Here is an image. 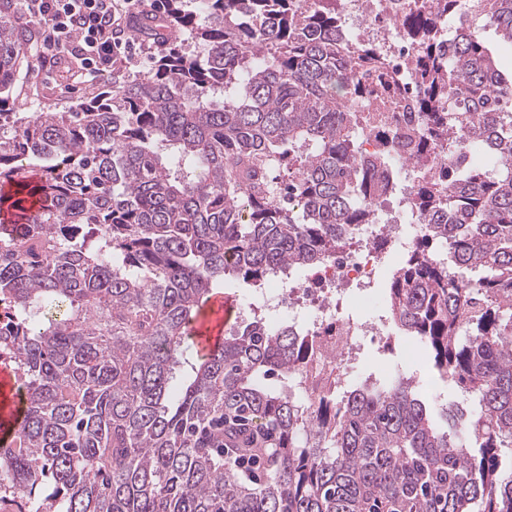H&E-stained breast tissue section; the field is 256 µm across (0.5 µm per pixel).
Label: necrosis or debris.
Returning a JSON list of instances; mask_svg holds the SVG:
<instances>
[{
  "instance_id": "necrosis-or-debris-1",
  "label": "necrosis or debris",
  "mask_w": 512,
  "mask_h": 512,
  "mask_svg": "<svg viewBox=\"0 0 512 512\" xmlns=\"http://www.w3.org/2000/svg\"><path fill=\"white\" fill-rule=\"evenodd\" d=\"M406 0H350L345 10L348 28L368 43L376 44L391 60L384 74L364 76L371 93L357 102L360 124L365 130L363 147L373 150L371 129L388 128L395 123H417L410 101L385 93V86L404 87L409 83L410 60L416 48L407 46L400 34L380 29L375 19L393 13L395 6ZM415 221L407 201L398 208L374 205L371 223L363 225L353 243L344 252L332 256L313 276L299 273L272 274L264 287L256 289L253 308L262 314L269 328L282 322L299 328L302 333L317 337L321 348L310 376H297L300 399H308L313 390L338 379L347 387L349 374L364 337L382 335L383 327L376 319L354 318L343 312L341 301L351 287H371L387 254L406 255L414 246L415 236L409 226Z\"/></svg>"
}]
</instances>
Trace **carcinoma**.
I'll return each instance as SVG.
<instances>
[{
	"mask_svg": "<svg viewBox=\"0 0 512 512\" xmlns=\"http://www.w3.org/2000/svg\"><path fill=\"white\" fill-rule=\"evenodd\" d=\"M161 2L126 35L171 28L203 54L173 44L139 77L114 67L110 91L66 112H0V337H21L10 364L27 399L0 490L34 512H512V72L482 44L493 26L512 46V0L389 18L418 49L409 161L448 163L412 187L428 235L389 274L388 312L476 396L463 435L455 408L438 428L404 377L304 405L270 389L314 345L291 325L249 322L210 353L189 339L225 276L256 286L344 248L398 168L385 131L359 154L361 75L389 61L346 36L341 0ZM11 6L0 105L31 39Z\"/></svg>",
	"mask_w": 512,
	"mask_h": 512,
	"instance_id": "carcinoma-1",
	"label": "carcinoma"
}]
</instances>
